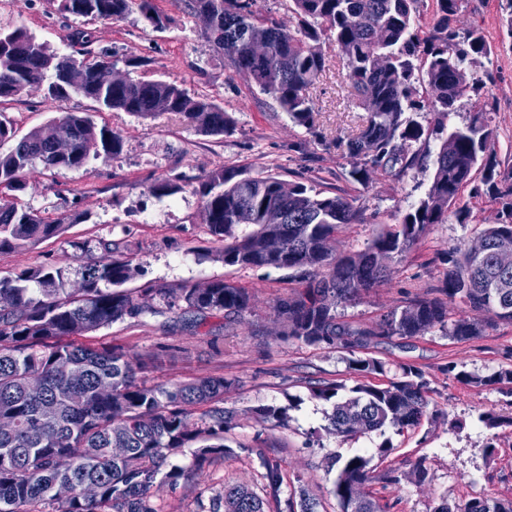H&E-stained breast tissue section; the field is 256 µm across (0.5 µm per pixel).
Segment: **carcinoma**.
I'll list each match as a JSON object with an SVG mask.
<instances>
[{
	"instance_id": "carcinoma-1",
	"label": "carcinoma",
	"mask_w": 512,
	"mask_h": 512,
	"mask_svg": "<svg viewBox=\"0 0 512 512\" xmlns=\"http://www.w3.org/2000/svg\"><path fill=\"white\" fill-rule=\"evenodd\" d=\"M57 10L96 22H114L142 13L156 30L172 18L153 0H55ZM182 10L203 24L206 43L224 64L248 77L289 118L307 129L314 122L310 89L330 70L322 40L336 43L346 78L366 112L359 132L348 139L349 177L362 185L381 169L398 177L418 164L434 129L406 116L431 112L445 118L468 91L480 92L483 80L473 69L490 59L492 45L478 26H461L466 0H431V30L416 24L426 0H289L293 28L274 13L256 9V0H178ZM425 81L431 98L419 100ZM44 86L51 100L75 94L107 112L141 118L163 113L182 116L197 132L222 137L231 120L224 108L190 95L163 79H133L105 57L79 50L58 54L23 29L0 28V104L25 88ZM494 97L477 99L463 128L440 144L429 190L399 224L378 233L364 249L336 253V233L358 220L345 196L316 190L273 174L254 177L244 167H220L197 178L193 192L201 201L203 223L224 244L228 266L272 267L289 271L301 289L276 300L275 335L349 354L355 374H383L386 364L358 353L398 337L424 336L439 328L448 337L469 340L497 322L512 323V263L499 264L495 242L512 233V171L500 169L495 130L488 115ZM123 151L121 137L97 125L87 112H64L42 128L20 136L0 121V253L61 235L82 214L49 221L23 205L22 174L36 165L53 172L78 169L89 159L105 160ZM482 171L473 188L497 204L495 222L476 243L444 254L448 264L441 286L426 297L410 298L370 324H355L341 309L361 302L390 280L389 261L409 254L430 227L460 223L469 207L458 205L461 191ZM183 175L157 178L149 186L156 198L181 192ZM86 261L76 268L46 263L15 275L0 276V512H161L162 487L190 481L194 471L229 452L224 432L232 415L220 403L230 382L209 376L188 382L147 386L136 373L141 358L123 347H91L71 341L126 318L156 314L153 300L179 312L186 327L208 314L241 316L252 308L244 288L222 279L185 283L177 289H123L137 270L121 243L100 238L73 243ZM100 252L97 257L93 251ZM462 298L480 318L448 322L446 300ZM461 383L512 384V369L480 377L448 366ZM345 385L324 382L311 396L332 403L327 430L352 440L377 432L401 433L416 427L429 401L420 370L399 366L384 387L358 383L344 397ZM201 407L200 423L189 409ZM273 426L286 421L274 405L256 409ZM195 446L194 467L173 465L158 479L168 459ZM264 479L272 495L282 483L279 461L266 459ZM370 459L356 453L336 458L334 495L340 512H389L368 485ZM287 512H315L305 490L286 502ZM210 512H265L264 501L245 485L224 487ZM434 512H512V500L472 499L442 503Z\"/></svg>"
}]
</instances>
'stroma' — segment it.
Segmentation results:
<instances>
[{"label": "stroma", "instance_id": "stroma-1", "mask_svg": "<svg viewBox=\"0 0 512 512\" xmlns=\"http://www.w3.org/2000/svg\"><path fill=\"white\" fill-rule=\"evenodd\" d=\"M155 4L175 19L162 31L153 30L137 12L114 23L91 24L60 13L49 0H0V27L24 29L64 54L72 51L70 35L87 32L91 55L119 64L129 56L144 58L145 66L131 70L132 78H160L210 97L233 121L219 139L198 134L175 114L142 119L126 112H100L94 102L80 96L49 101L42 88H26L0 107V119L11 121L20 132L43 127L63 112H89L97 124L118 133L124 147L115 158L92 160L78 169L25 171L24 205L49 218L76 211L84 220L68 226L62 235L0 253V275L45 263L76 267L74 242L102 236L122 242L138 268V275L126 285L132 293L149 285L177 288L214 279L247 289L253 308L232 321L219 315L207 318L199 328H187L178 312L164 309L113 323L90 333L87 341L140 353L145 370L139 378L149 385L204 376L233 383L224 396L225 407L235 412L233 427L225 435L231 455L205 465L192 482L164 486L163 512H209L211 499L228 485L243 484L265 495L260 460L264 454L281 464L280 500L305 488L316 500L317 512H338L332 460L377 448L382 441L376 433L340 441L327 430L330 404L310 395L311 386L323 381L354 385L356 376L348 369L345 352L275 336L272 305L297 289V282L283 270L225 265L202 222L198 196L187 190L160 200L148 186L158 177L197 178L225 165L248 167L256 176L274 174L321 190H341L361 214L359 223L341 227L336 235L337 253L346 254L363 249L379 230L399 223L424 197L440 140L431 138L429 155L401 177L379 170L368 185L352 182L340 140L355 132L362 114L353 106L356 93L345 76L331 72L317 82L311 93L314 126H297L246 76L225 67L223 56L204 41L199 19L183 12L176 0ZM466 16L496 48L485 64L496 77L488 91L498 110L490 118L498 132L497 158L512 166V33L504 26L498 0H468ZM462 199L472 209V221L460 224L452 219L432 226L414 251L392 261L387 284L345 308L348 319L374 321L439 284L446 271L440 253L472 243L481 225L495 219L496 206L489 199L473 197L468 189ZM369 354L385 362L386 374L395 373L401 364L419 369L429 383L431 411L419 427L391 435L394 451L387 458H372L375 497L390 504L392 512H433L444 500L512 499V428L489 429L477 420L482 413L512 414V394L497 385L459 383L447 372L451 364L479 376L511 367L512 324H499L467 341L450 339L435 329L411 339H393ZM264 405L285 408L287 427L261 422L256 410ZM419 459L428 470L422 483L410 475ZM390 470L398 472L399 482L383 481Z\"/></svg>", "mask_w": 512, "mask_h": 512}]
</instances>
